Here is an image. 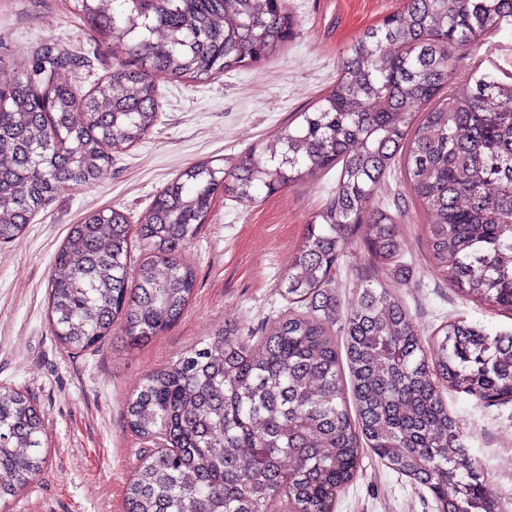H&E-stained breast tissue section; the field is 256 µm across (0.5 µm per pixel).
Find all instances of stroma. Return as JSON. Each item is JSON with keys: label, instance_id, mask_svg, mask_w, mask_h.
Segmentation results:
<instances>
[{"label": "stroma", "instance_id": "1", "mask_svg": "<svg viewBox=\"0 0 512 512\" xmlns=\"http://www.w3.org/2000/svg\"><path fill=\"white\" fill-rule=\"evenodd\" d=\"M299 28L266 61L205 82L158 78L160 118L146 139L113 156L90 185L62 191L15 241L0 243V386L19 389L40 409L45 469L0 512H126L125 493L139 451L152 441L127 423V403L145 379L227 322L260 328L287 308L279 283L309 224L340 174L332 168L247 207L215 195L208 217L186 256L196 288L184 315L159 336L129 346L121 328L95 349L69 352L47 315L48 278L69 225L91 210L120 208L140 223L155 196L187 166L214 160L232 168L264 145L296 113L306 111L335 81L344 52L367 29L400 11L404 0H287ZM52 42L84 57L67 73L93 89L115 68L109 46L81 30L78 0H0V85L35 46ZM512 73V28L478 50L459 54L457 74L490 64ZM377 199L405 205L404 257L372 261L350 248L336 283V319L344 321L365 286L386 288L406 308L423 344L448 320L463 317L494 331L512 330V312L465 298L451 288L426 251L428 216L395 165ZM449 411L463 424L467 451L497 498L512 512V403L486 408L446 393ZM335 512H437L432 494L362 450L354 482Z\"/></svg>", "mask_w": 512, "mask_h": 512}]
</instances>
